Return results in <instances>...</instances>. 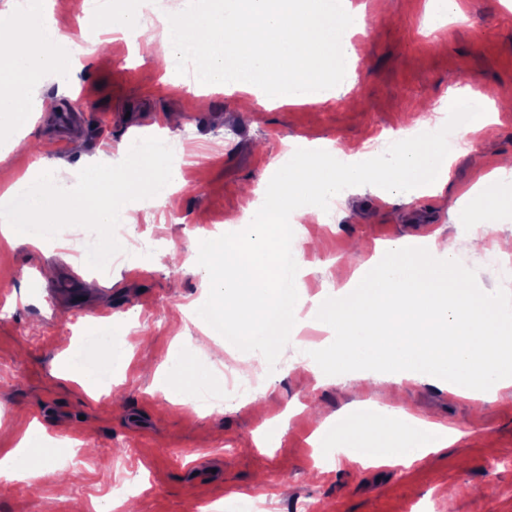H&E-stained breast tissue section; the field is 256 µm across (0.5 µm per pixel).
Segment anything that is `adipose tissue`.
Instances as JSON below:
<instances>
[{"label":"adipose tissue","mask_w":512,"mask_h":512,"mask_svg":"<svg viewBox=\"0 0 512 512\" xmlns=\"http://www.w3.org/2000/svg\"><path fill=\"white\" fill-rule=\"evenodd\" d=\"M56 3L21 0L20 9L0 24V116L15 132V147L29 125L23 102L34 98L43 78L68 86L78 62L77 56H64L47 41ZM364 31L363 16L349 0H218L210 11L195 7L168 16L160 47L148 43L142 51L168 73L194 61V87L240 93L248 112L256 101L267 106L334 99L352 84L351 38ZM511 177L512 159L501 161L463 195L471 214L487 226L512 221V197L484 191L486 184ZM129 363L126 347H110L98 333L84 347L68 349L62 377L80 381L90 371L120 376ZM207 385V374L184 361L170 369L164 395L183 403ZM54 453L40 427L29 426L16 448L0 457V477L37 479Z\"/></svg>","instance_id":"1"}]
</instances>
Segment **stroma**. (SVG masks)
Here are the masks:
<instances>
[{
    "label": "stroma",
    "mask_w": 512,
    "mask_h": 512,
    "mask_svg": "<svg viewBox=\"0 0 512 512\" xmlns=\"http://www.w3.org/2000/svg\"><path fill=\"white\" fill-rule=\"evenodd\" d=\"M427 2L352 0L366 33L356 40L351 89L325 103L264 109L246 122L235 116L236 96L221 91L201 110L195 93L142 58L133 41L86 56L70 92L44 83L43 96L57 108L36 116L27 132L40 149L1 158L0 189L43 160L57 161L61 184L74 187L86 157L103 150L120 158L131 141L164 128L183 144L184 184L175 206L150 209L130 228L153 249L107 277L65 248L0 247V303L10 309L0 317V457L33 422L50 437L78 440L83 454L68 468L64 495L49 471L35 484L0 481V512H95V502L116 497L121 486L134 496L120 512H199L241 495L262 501V512H512V399H464L434 383L413 385L400 407L453 426L460 437L452 447L408 468L344 459L322 467L319 425L373 408L383 400L381 386L297 369L292 345L275 365L256 361L185 315L205 288L200 241L241 213L243 188L258 189L289 142L329 140L360 152L431 121L443 98L480 92L489 104L512 97V0H457L458 15L437 24ZM495 119L494 141L479 131L460 139L438 194L389 203L365 190L333 213L307 218V232L292 240L307 263L299 294L336 288L337 267L359 269L375 245L428 236L475 269L480 287L512 292V276L496 281L485 272L490 260L512 268V253L497 250L512 238V223L494 230L479 256L450 217L496 155L512 154V112ZM187 130L194 133L188 142ZM117 325L133 347L132 366L111 392L90 399L58 368L88 328ZM180 334L190 341L179 347ZM181 354L211 373L215 389L224 385L225 357L251 367L264 413L247 402L196 410L167 400L158 373Z\"/></svg>",
    "instance_id": "35a3bbf8"
}]
</instances>
